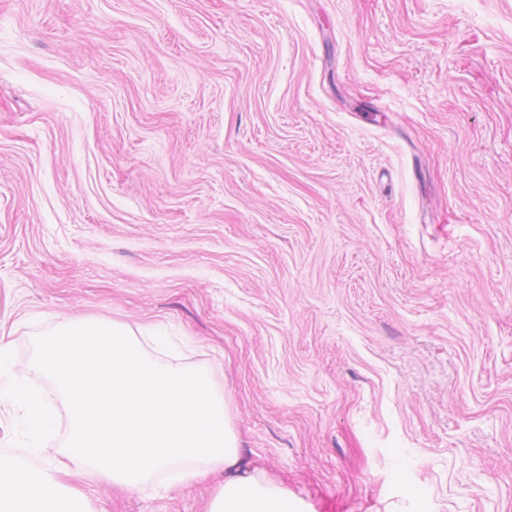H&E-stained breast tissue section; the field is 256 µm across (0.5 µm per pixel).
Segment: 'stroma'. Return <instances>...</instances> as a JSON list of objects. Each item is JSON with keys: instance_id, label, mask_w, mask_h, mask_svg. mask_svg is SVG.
Returning <instances> with one entry per match:
<instances>
[{"instance_id": "obj_1", "label": "stroma", "mask_w": 512, "mask_h": 512, "mask_svg": "<svg viewBox=\"0 0 512 512\" xmlns=\"http://www.w3.org/2000/svg\"><path fill=\"white\" fill-rule=\"evenodd\" d=\"M205 366L302 512H512V0H0V328ZM166 339L155 347L154 336ZM87 512H206L224 481Z\"/></svg>"}]
</instances>
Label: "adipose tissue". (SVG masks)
<instances>
[{
	"label": "adipose tissue",
	"mask_w": 512,
	"mask_h": 512,
	"mask_svg": "<svg viewBox=\"0 0 512 512\" xmlns=\"http://www.w3.org/2000/svg\"><path fill=\"white\" fill-rule=\"evenodd\" d=\"M40 363L66 403L67 443L51 449L46 469L0 454V512H83L75 489L55 495L64 477L90 473L141 490L178 460L188 463L179 484L223 471L209 512H297V502L240 448L209 368L159 362L124 325L85 321L48 339ZM3 402L20 408L28 432L52 433L54 417L21 382H0Z\"/></svg>",
	"instance_id": "ef3b65f1"
}]
</instances>
